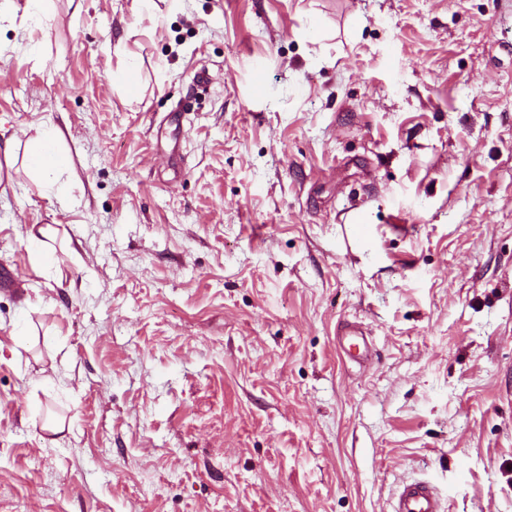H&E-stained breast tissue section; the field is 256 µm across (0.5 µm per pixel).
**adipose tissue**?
I'll list each match as a JSON object with an SVG mask.
<instances>
[{
	"instance_id": "ef3b65f1",
	"label": "adipose tissue",
	"mask_w": 512,
	"mask_h": 512,
	"mask_svg": "<svg viewBox=\"0 0 512 512\" xmlns=\"http://www.w3.org/2000/svg\"><path fill=\"white\" fill-rule=\"evenodd\" d=\"M60 139V131L51 126L42 128L34 139L24 145L17 139H7L0 145V160L9 166L17 155H24L33 176L45 191H52L58 174L68 165V157L59 147Z\"/></svg>"
}]
</instances>
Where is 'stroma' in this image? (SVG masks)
<instances>
[{
	"mask_svg": "<svg viewBox=\"0 0 512 512\" xmlns=\"http://www.w3.org/2000/svg\"><path fill=\"white\" fill-rule=\"evenodd\" d=\"M26 6L0 141L72 165L0 193V512H512V0ZM60 139L58 129L45 126L25 145L28 168L46 192L52 191L58 174L69 163L67 155L59 147ZM28 241L34 255V259L38 264L45 261L54 250L52 245V241H54V239L49 228L40 226L37 228L36 232L32 229L29 232ZM342 340L348 343L349 350H355V354H352L354 360L362 359L367 356L370 344L366 334L363 330L357 326H349L340 335ZM392 512H442V503L435 489L427 482L403 484L392 504Z\"/></svg>",
	"mask_w": 512,
	"mask_h": 512,
	"instance_id": "obj_1",
	"label": "stroma"
}]
</instances>
